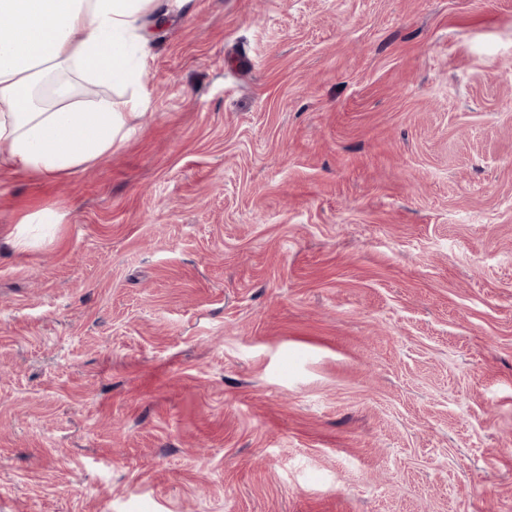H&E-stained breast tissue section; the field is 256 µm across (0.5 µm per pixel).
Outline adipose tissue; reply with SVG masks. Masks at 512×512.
Returning a JSON list of instances; mask_svg holds the SVG:
<instances>
[{
	"instance_id": "obj_1",
	"label": "adipose tissue",
	"mask_w": 512,
	"mask_h": 512,
	"mask_svg": "<svg viewBox=\"0 0 512 512\" xmlns=\"http://www.w3.org/2000/svg\"><path fill=\"white\" fill-rule=\"evenodd\" d=\"M190 0H0V174L67 176L119 148L144 97L72 102L73 78L130 84L150 21Z\"/></svg>"
}]
</instances>
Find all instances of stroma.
<instances>
[{"label":"stroma","mask_w":512,"mask_h":512,"mask_svg":"<svg viewBox=\"0 0 512 512\" xmlns=\"http://www.w3.org/2000/svg\"><path fill=\"white\" fill-rule=\"evenodd\" d=\"M151 30L119 149L0 179V512H512V0Z\"/></svg>","instance_id":"35a3bbf8"}]
</instances>
